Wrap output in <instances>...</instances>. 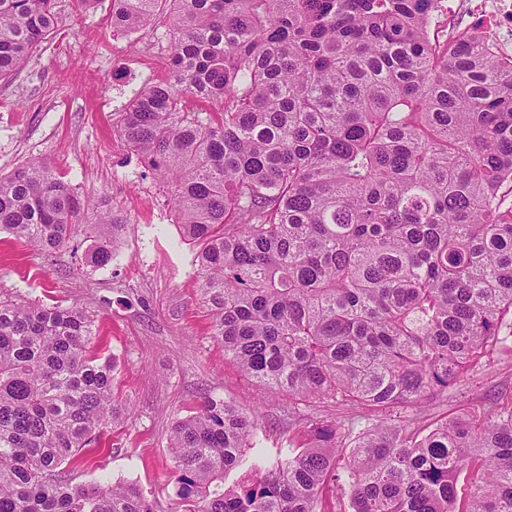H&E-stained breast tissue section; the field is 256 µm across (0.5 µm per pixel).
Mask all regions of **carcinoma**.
<instances>
[{
    "label": "carcinoma",
    "mask_w": 512,
    "mask_h": 512,
    "mask_svg": "<svg viewBox=\"0 0 512 512\" xmlns=\"http://www.w3.org/2000/svg\"><path fill=\"white\" fill-rule=\"evenodd\" d=\"M437 2L112 0V27L161 15L171 49L118 132L199 246L224 358L306 436L270 469L261 412L206 397L171 433L180 512H324L343 450L352 512H512V408L402 418L512 327V65L432 33ZM58 28L56 0H0V81ZM123 224L39 159L0 175V233L40 251L81 225L104 266ZM94 336L77 307L0 299V512H153L134 483L56 478L119 415ZM354 409L379 417L356 435Z\"/></svg>",
    "instance_id": "1"
}]
</instances>
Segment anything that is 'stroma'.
<instances>
[{"instance_id": "obj_1", "label": "stroma", "mask_w": 512, "mask_h": 512, "mask_svg": "<svg viewBox=\"0 0 512 512\" xmlns=\"http://www.w3.org/2000/svg\"><path fill=\"white\" fill-rule=\"evenodd\" d=\"M59 30L26 66L0 82V174L30 159L51 166L74 191L105 201L126 222L112 260L91 267L75 236L48 253L0 235V299L75 306L100 328L98 347L114 357L112 395L122 416L102 447L62 472L73 482H133L154 512H176L175 422L205 395L248 410L262 405L256 440L269 461L296 450L288 404L245 377L210 335L197 290L196 245L182 239L167 195L117 132L142 87L164 79L171 56L162 24L134 33L112 28V0L89 8L57 0ZM512 405V332L502 331L482 367L442 396L410 411L422 428L462 410Z\"/></svg>"}]
</instances>
